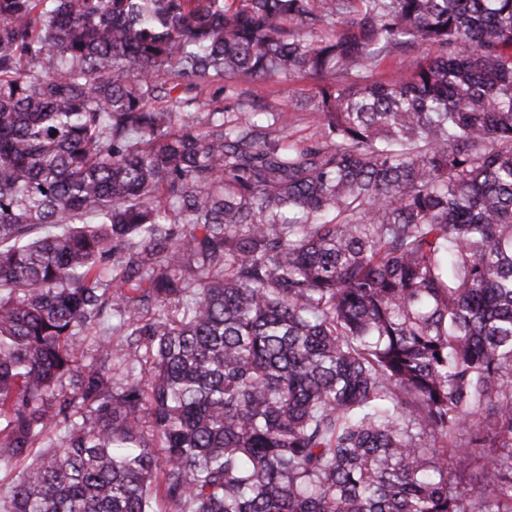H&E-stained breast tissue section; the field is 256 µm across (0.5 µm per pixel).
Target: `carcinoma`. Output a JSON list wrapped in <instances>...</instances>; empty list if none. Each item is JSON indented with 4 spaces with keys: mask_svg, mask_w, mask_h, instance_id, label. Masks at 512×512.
Returning a JSON list of instances; mask_svg holds the SVG:
<instances>
[{
    "mask_svg": "<svg viewBox=\"0 0 512 512\" xmlns=\"http://www.w3.org/2000/svg\"><path fill=\"white\" fill-rule=\"evenodd\" d=\"M303 77L309 143L201 111ZM36 448L6 512H512V0H0Z\"/></svg>",
    "mask_w": 512,
    "mask_h": 512,
    "instance_id": "carcinoma-1",
    "label": "carcinoma"
}]
</instances>
